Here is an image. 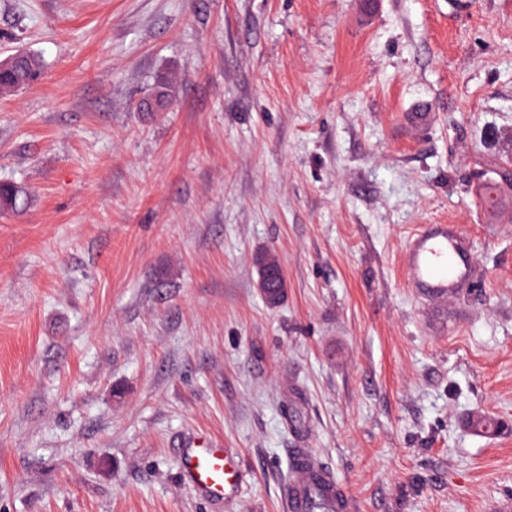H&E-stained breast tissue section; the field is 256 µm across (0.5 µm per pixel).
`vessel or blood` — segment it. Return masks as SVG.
<instances>
[{"label":"vessel or blood","mask_w":512,"mask_h":512,"mask_svg":"<svg viewBox=\"0 0 512 512\" xmlns=\"http://www.w3.org/2000/svg\"><path fill=\"white\" fill-rule=\"evenodd\" d=\"M406 283L424 297L444 301L472 281V261L466 242L453 224H438L413 233L404 243ZM182 470L203 497L225 499L243 481L232 452L190 441L181 450ZM288 512H346L330 468L306 448L295 451L286 487Z\"/></svg>","instance_id":"obj_1"}]
</instances>
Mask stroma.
Wrapping results in <instances>:
<instances>
[{"instance_id": "stroma-1", "label": "stroma", "mask_w": 512, "mask_h": 512, "mask_svg": "<svg viewBox=\"0 0 512 512\" xmlns=\"http://www.w3.org/2000/svg\"><path fill=\"white\" fill-rule=\"evenodd\" d=\"M18 50L0 512H285L297 448L349 512L512 505V0H0ZM424 224L480 273L436 307L403 278ZM190 434L236 455L235 498L185 480ZM21 57L15 69L6 72V76L0 77V92H15L28 87L40 76V60L37 56L26 51H20Z\"/></svg>"}]
</instances>
